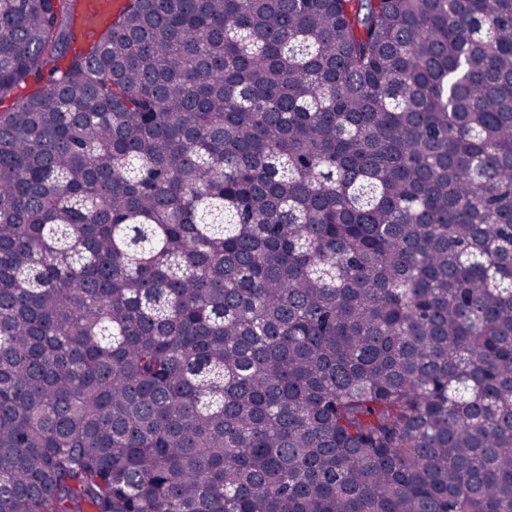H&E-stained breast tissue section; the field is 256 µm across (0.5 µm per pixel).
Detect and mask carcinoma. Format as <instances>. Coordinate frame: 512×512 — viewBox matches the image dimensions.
Wrapping results in <instances>:
<instances>
[{"mask_svg":"<svg viewBox=\"0 0 512 512\" xmlns=\"http://www.w3.org/2000/svg\"><path fill=\"white\" fill-rule=\"evenodd\" d=\"M80 2L0 0V512H512V0ZM91 1V8L81 18V24L87 32L94 34L112 19V13L118 11L122 7L123 2H118L120 0Z\"/></svg>","mask_w":512,"mask_h":512,"instance_id":"cac0c4a2","label":"carcinoma"}]
</instances>
